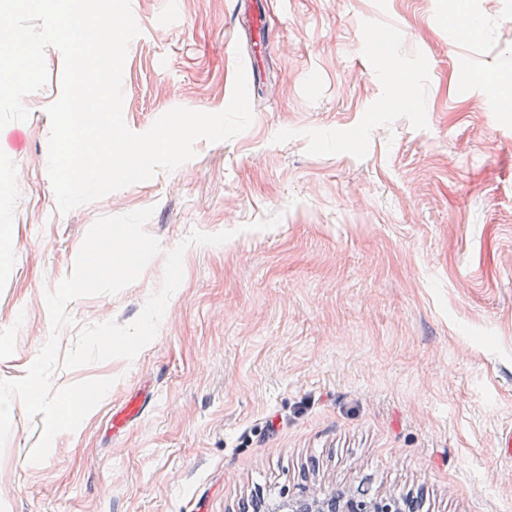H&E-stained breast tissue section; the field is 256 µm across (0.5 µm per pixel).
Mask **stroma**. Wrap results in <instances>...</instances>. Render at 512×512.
Masks as SVG:
<instances>
[{"label":"stroma","mask_w":512,"mask_h":512,"mask_svg":"<svg viewBox=\"0 0 512 512\" xmlns=\"http://www.w3.org/2000/svg\"><path fill=\"white\" fill-rule=\"evenodd\" d=\"M141 33L124 68L123 116L136 133L182 106L231 99L244 43L238 0H131ZM254 65L251 126L199 141L170 173L60 212L48 175L63 56L24 121L0 128V380L25 376L50 334L45 294L73 270L87 231L143 208L163 248L114 294L68 303V353L89 324L137 318L168 250L194 243L153 341L53 380L113 379L48 458L30 456L41 418L11 414L0 449V512H240L256 492L366 491L419 512H512V0H463L478 36L450 39L454 0H269ZM398 31L370 66L367 27ZM414 75L419 107L380 111L383 75ZM280 215L274 228L251 225ZM150 403L113 433V408Z\"/></svg>","instance_id":"obj_1"}]
</instances>
